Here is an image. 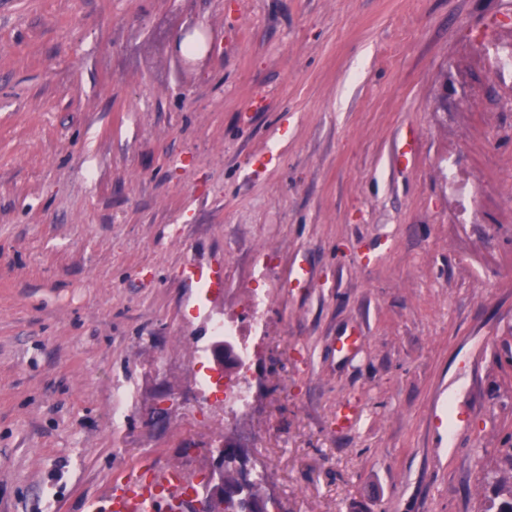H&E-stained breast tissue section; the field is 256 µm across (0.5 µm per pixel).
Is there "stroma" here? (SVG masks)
Segmentation results:
<instances>
[{
	"label": "stroma",
	"mask_w": 512,
	"mask_h": 512,
	"mask_svg": "<svg viewBox=\"0 0 512 512\" xmlns=\"http://www.w3.org/2000/svg\"><path fill=\"white\" fill-rule=\"evenodd\" d=\"M511 52L512 0H0V512L228 439L274 512H477L512 446ZM259 295L236 413L213 324ZM185 276L188 279L203 282L207 288H222L224 284V271L220 268L203 269L194 265L185 268Z\"/></svg>",
	"instance_id": "1"
}]
</instances>
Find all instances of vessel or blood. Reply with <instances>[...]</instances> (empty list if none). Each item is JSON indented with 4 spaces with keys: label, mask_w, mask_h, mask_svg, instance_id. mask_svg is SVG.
<instances>
[{
    "label": "vessel or blood",
    "mask_w": 512,
    "mask_h": 512,
    "mask_svg": "<svg viewBox=\"0 0 512 512\" xmlns=\"http://www.w3.org/2000/svg\"><path fill=\"white\" fill-rule=\"evenodd\" d=\"M188 279L219 288L224 284V272L219 268L186 267ZM179 480L172 471L161 474L128 471L112 491L107 512H176L180 503Z\"/></svg>",
    "instance_id": "b4317fda"
}]
</instances>
